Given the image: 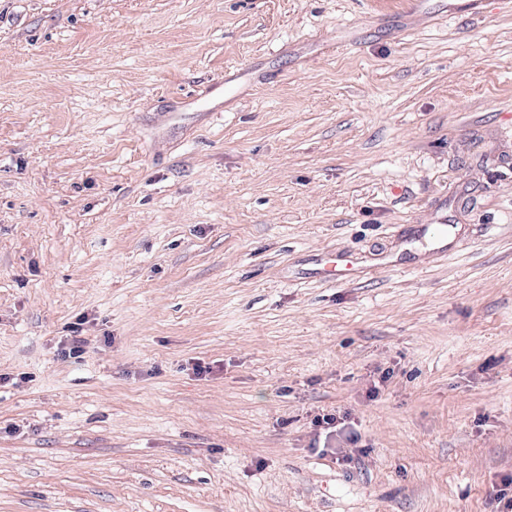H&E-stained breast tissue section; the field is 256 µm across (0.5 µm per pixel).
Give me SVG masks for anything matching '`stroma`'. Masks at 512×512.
<instances>
[{
    "mask_svg": "<svg viewBox=\"0 0 512 512\" xmlns=\"http://www.w3.org/2000/svg\"><path fill=\"white\" fill-rule=\"evenodd\" d=\"M511 479L512 0H0V512Z\"/></svg>",
    "mask_w": 512,
    "mask_h": 512,
    "instance_id": "35a3bbf8",
    "label": "stroma"
}]
</instances>
